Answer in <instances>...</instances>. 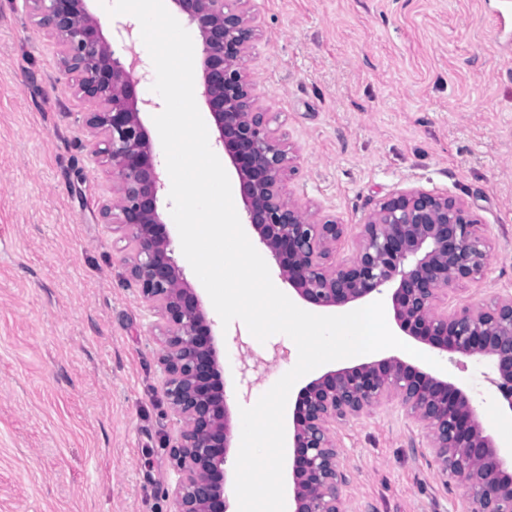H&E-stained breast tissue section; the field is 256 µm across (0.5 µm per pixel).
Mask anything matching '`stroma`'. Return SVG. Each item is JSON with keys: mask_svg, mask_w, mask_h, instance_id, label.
Here are the masks:
<instances>
[{"mask_svg": "<svg viewBox=\"0 0 512 512\" xmlns=\"http://www.w3.org/2000/svg\"><path fill=\"white\" fill-rule=\"evenodd\" d=\"M88 6L139 88L156 80L133 28ZM244 65L295 157L293 196L336 217L352 255L377 199L409 188L467 203L490 246L449 307L512 294V0H255ZM84 104L25 0H0V512H175L156 317L104 223L108 166ZM173 257L220 337L233 424L298 359L275 334L222 325L182 251ZM488 432L512 418L488 359L426 348ZM349 512H467L443 482L425 428L398 400L337 427Z\"/></svg>", "mask_w": 512, "mask_h": 512, "instance_id": "obj_1", "label": "stroma"}]
</instances>
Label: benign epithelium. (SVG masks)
Returning <instances> with one entry per match:
<instances>
[{
  "label": "benign epithelium",
  "mask_w": 512,
  "mask_h": 512,
  "mask_svg": "<svg viewBox=\"0 0 512 512\" xmlns=\"http://www.w3.org/2000/svg\"><path fill=\"white\" fill-rule=\"evenodd\" d=\"M87 2L26 0L38 28L54 40L64 70L75 76L78 95L90 105L86 124L99 137L95 153L115 176L101 216L127 241L128 275L159 317L164 393L179 424L167 440L177 473L175 512H229L232 426L219 338L173 258L174 242L159 211L164 181L142 119L149 102L138 95L137 59L121 60ZM171 3L196 29L215 142L237 173L247 223L282 280L317 307L346 306L394 286L399 328L441 352L490 358L491 383L512 411V295L491 305L436 311L441 295L480 279L489 264L487 239L465 202L420 188L381 198L360 225L354 257L334 261L346 225L316 217L286 193L293 158L241 67L257 31L251 0ZM392 398L428 429L438 472L464 486L468 512H512V469L471 398L397 356L330 370L299 390L293 512H348L336 426Z\"/></svg>",
  "instance_id": "7a95c632"
}]
</instances>
